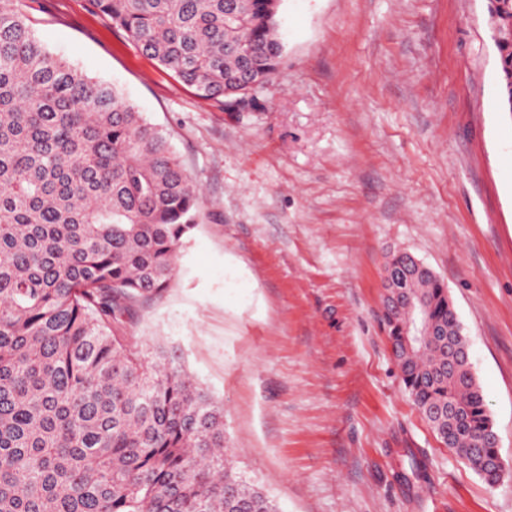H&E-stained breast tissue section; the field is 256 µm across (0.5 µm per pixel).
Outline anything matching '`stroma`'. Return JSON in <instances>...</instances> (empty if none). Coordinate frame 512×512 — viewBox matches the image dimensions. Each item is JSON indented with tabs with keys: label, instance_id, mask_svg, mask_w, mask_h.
<instances>
[{
	"label": "stroma",
	"instance_id": "1",
	"mask_svg": "<svg viewBox=\"0 0 512 512\" xmlns=\"http://www.w3.org/2000/svg\"><path fill=\"white\" fill-rule=\"evenodd\" d=\"M36 36L120 89L202 191L171 287L126 332L176 351L278 512H512V114L488 0H283L246 112L203 100L90 0H24ZM448 287L507 467L488 486L405 392L381 275ZM429 465L405 484V449Z\"/></svg>",
	"mask_w": 512,
	"mask_h": 512
}]
</instances>
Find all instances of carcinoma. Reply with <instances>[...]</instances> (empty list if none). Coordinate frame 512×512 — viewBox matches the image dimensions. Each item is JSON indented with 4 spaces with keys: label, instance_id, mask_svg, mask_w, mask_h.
<instances>
[{
    "label": "carcinoma",
    "instance_id": "carcinoma-1",
    "mask_svg": "<svg viewBox=\"0 0 512 512\" xmlns=\"http://www.w3.org/2000/svg\"><path fill=\"white\" fill-rule=\"evenodd\" d=\"M101 16L195 95L243 94L281 56L277 0H93ZM495 26L512 0H489ZM512 112V40L496 44ZM201 197L168 134L122 91L38 40L0 0V512H277L224 448V413L172 351L145 359L124 334L170 287ZM385 295L401 381L446 447L502 478L494 425L448 288L431 271ZM396 301L405 303L413 313V318L407 326L406 344L415 346L422 342L421 336H431L430 330L426 327V314L419 308V303H416L410 296L405 299L396 298Z\"/></svg>",
    "mask_w": 512,
    "mask_h": 512
}]
</instances>
